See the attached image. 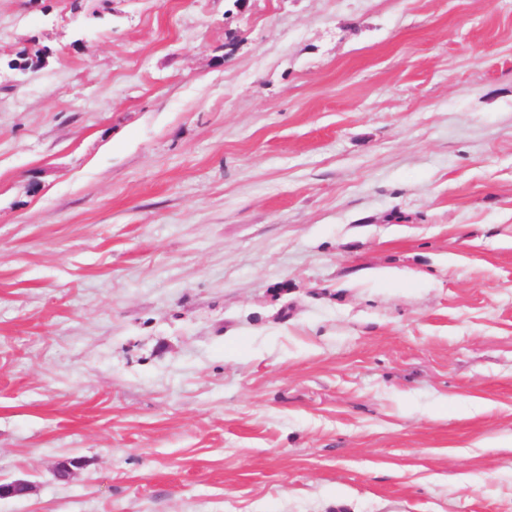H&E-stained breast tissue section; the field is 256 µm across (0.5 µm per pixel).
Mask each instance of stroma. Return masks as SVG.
I'll return each mask as SVG.
<instances>
[{
    "instance_id": "35a3bbf8",
    "label": "stroma",
    "mask_w": 512,
    "mask_h": 512,
    "mask_svg": "<svg viewBox=\"0 0 512 512\" xmlns=\"http://www.w3.org/2000/svg\"><path fill=\"white\" fill-rule=\"evenodd\" d=\"M5 481L512 512V0H0Z\"/></svg>"
}]
</instances>
